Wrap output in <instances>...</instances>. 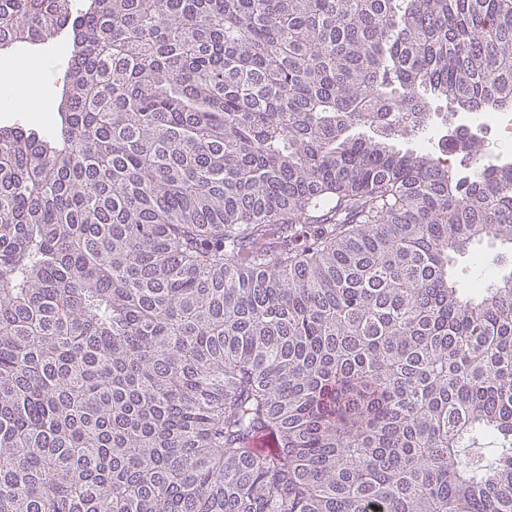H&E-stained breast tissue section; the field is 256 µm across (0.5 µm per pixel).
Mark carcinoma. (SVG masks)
<instances>
[{
	"mask_svg": "<svg viewBox=\"0 0 512 512\" xmlns=\"http://www.w3.org/2000/svg\"><path fill=\"white\" fill-rule=\"evenodd\" d=\"M0 512H512V0H0ZM267 436L275 448L258 451ZM69 33L63 30L54 40L44 45L19 44L0 50V64L9 61L0 68L1 96H8L11 102L20 108L31 110L38 105H46L51 93L44 88L59 86L63 75L60 96L52 103V110L42 118H34L36 112H15L0 96V126L23 125L35 126L43 133L56 130L60 118L57 112L59 101L66 90L67 68L63 49L69 42ZM21 46V47H20ZM18 47V48H17ZM26 54H38L43 62V84L41 81L42 65ZM15 55H18L15 57ZM15 57V58H14ZM512 110L505 112H473L457 113L453 118V126L467 130L471 134L487 137L492 134L503 141H512ZM485 140V156L491 160L512 163V151L507 158L497 152V144L491 139ZM504 251H508V249L503 247L498 241L484 239L476 244L471 252L456 256L453 259L451 272L462 288H468L473 280L491 277L498 272V269L494 266L493 259Z\"/></svg>",
	"mask_w": 512,
	"mask_h": 512,
	"instance_id": "carcinoma-1",
	"label": "carcinoma"
}]
</instances>
